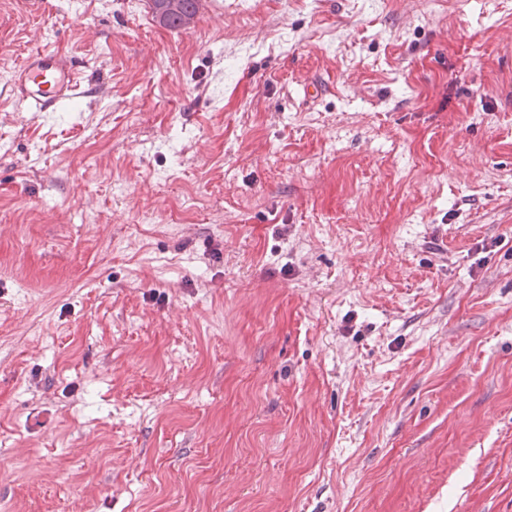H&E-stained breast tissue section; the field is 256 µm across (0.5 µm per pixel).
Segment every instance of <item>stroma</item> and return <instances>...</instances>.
<instances>
[{"instance_id":"1","label":"stroma","mask_w":512,"mask_h":512,"mask_svg":"<svg viewBox=\"0 0 512 512\" xmlns=\"http://www.w3.org/2000/svg\"><path fill=\"white\" fill-rule=\"evenodd\" d=\"M0 512H512V0H0ZM202 0H152L151 9L160 23L171 29H186L199 14ZM80 86V74L54 51L29 55L16 71L13 92L32 112H46L68 101Z\"/></svg>"}]
</instances>
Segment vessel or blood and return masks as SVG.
I'll return each mask as SVG.
<instances>
[{
	"mask_svg": "<svg viewBox=\"0 0 512 512\" xmlns=\"http://www.w3.org/2000/svg\"><path fill=\"white\" fill-rule=\"evenodd\" d=\"M80 86V74L70 61L53 51L29 55L17 70L13 92L34 112H45L68 101Z\"/></svg>",
	"mask_w": 512,
	"mask_h": 512,
	"instance_id": "obj_1",
	"label": "vessel or blood"
}]
</instances>
